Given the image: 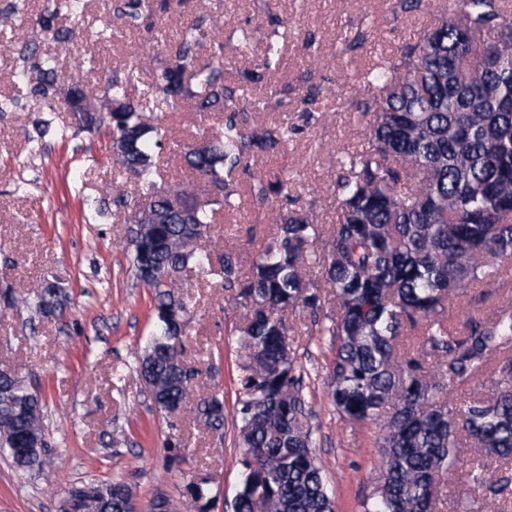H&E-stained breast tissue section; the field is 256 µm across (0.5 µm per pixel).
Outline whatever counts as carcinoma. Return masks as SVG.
Here are the masks:
<instances>
[{
    "label": "carcinoma",
    "instance_id": "cac0c4a2",
    "mask_svg": "<svg viewBox=\"0 0 512 512\" xmlns=\"http://www.w3.org/2000/svg\"><path fill=\"white\" fill-rule=\"evenodd\" d=\"M183 0H118L114 12L130 24L144 13L166 12ZM86 0H54L37 20L58 45L47 56L39 41L15 48L17 96L0 99V112L21 100L53 109L64 96L72 124L90 135L106 132L113 171L151 194L141 207L122 192L98 201L129 211L127 248L133 278L154 293V332L138 356V372L157 410L167 416L188 405L205 425L224 428V398L196 395L198 370L184 359L188 305L179 291L193 269L236 289L246 310L231 335L243 353L233 424L240 448L241 484L234 512H333L308 425L307 371L289 341L295 332L284 312L310 315L311 336L330 338L334 357L328 395L345 421L377 430L380 464L361 512H444L448 475L468 463L458 448L480 449L482 465L469 470L472 495L463 512H512L503 490L512 480V306L489 319H446L468 288L499 278L512 261V0H454L399 57L362 74L356 108L369 116L370 150L341 155L336 169V219L328 229L310 211L285 215L277 233L248 271L234 254L217 257L199 247L224 210L239 207L232 174L248 159L286 144L294 128L245 131L224 87V41L199 19L182 32L171 58L153 63L135 53L120 70L91 82L64 84L62 54L76 29L60 26L61 11L79 21ZM210 39L209 62L196 49ZM283 34L267 42L261 67L280 57ZM199 88L197 109L220 112L211 135L196 145L170 138L143 113L178 110ZM183 156L206 184L158 187L164 150ZM288 175L260 179L262 200L293 198ZM327 234L318 267L307 253ZM336 301L323 312L322 294ZM61 280L34 285L35 311L45 317L67 304ZM423 338L418 351L401 342L405 330ZM483 378L463 409L449 394ZM40 387L0 371V448L18 469L44 470L52 449L44 427ZM34 436L39 456H23ZM186 512H215L217 500L201 483L186 487ZM72 512H128L130 486L105 481L72 487Z\"/></svg>",
    "mask_w": 512,
    "mask_h": 512
}]
</instances>
